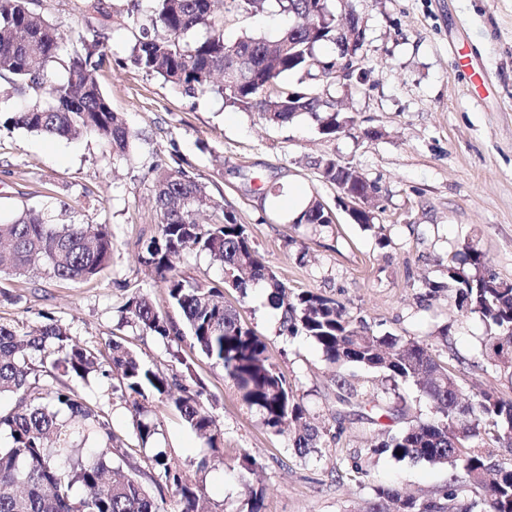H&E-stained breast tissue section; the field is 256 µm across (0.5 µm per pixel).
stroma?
<instances>
[{
    "label": "stroma",
    "mask_w": 512,
    "mask_h": 512,
    "mask_svg": "<svg viewBox=\"0 0 512 512\" xmlns=\"http://www.w3.org/2000/svg\"><path fill=\"white\" fill-rule=\"evenodd\" d=\"M127 8L128 0H98L94 8L86 0H38L37 12L65 35L102 33L108 59L98 82L135 137L119 156L94 135L49 139L0 130V224L35 209L58 224L109 225L114 241L108 267L89 281L0 275V323L25 332L51 317L73 343L102 349L116 341L146 364L191 371L224 433L223 457L213 456L170 400L152 397L146 406L158 426L154 449L203 483L211 512H242L247 484L262 490L265 512H358L380 485L439 496L447 469L372 451L386 432L429 419L430 406L382 373L328 365L312 340L283 334L264 286L244 294L225 288L224 302L264 340L312 424L323 430L317 455L300 457L288 436L265 427L223 365L202 355L191 336L143 335L122 309L138 291L160 312L170 310L164 284L139 265L135 244L157 231V170L177 163L235 213L289 288L340 301L374 333L429 341L464 393L512 396V375L493 372L482 352L484 323L464 316L447 288L448 265L468 246L484 254L488 271L512 280V0H328L334 14L351 9L365 33V78L323 87L355 119L333 137L322 135L310 115L269 125L257 113L225 106L219 95L186 96L127 64L133 40ZM291 23L267 0L256 15L225 13L224 39L232 43L246 33L272 39ZM462 53L466 71L456 65ZM474 71L484 88L472 82ZM328 158L374 186L373 227L353 223L336 186L322 178L320 164ZM296 185L318 194L334 223H294L277 201ZM341 380L385 406H405V414L373 423L358 406L340 408ZM64 384L102 411L128 444L127 458H112V466L154 490L117 376L82 380L54 370L38 379L45 392ZM335 429L341 435L333 440ZM245 452L261 463L258 473L239 467ZM354 463L359 472H351Z\"/></svg>",
    "instance_id": "1"
}]
</instances>
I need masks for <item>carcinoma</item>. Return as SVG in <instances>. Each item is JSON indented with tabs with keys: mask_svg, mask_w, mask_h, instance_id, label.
<instances>
[{
	"mask_svg": "<svg viewBox=\"0 0 512 512\" xmlns=\"http://www.w3.org/2000/svg\"><path fill=\"white\" fill-rule=\"evenodd\" d=\"M37 0H0V79L3 96L18 98L12 112L0 111V126L44 137L93 134L115 153L124 154L133 133L112 110L97 73L107 60L100 36L80 38L61 57L63 35L34 5ZM224 0H152L150 13L139 16V0H130L128 15L136 30L128 61L150 76L178 87L188 96L220 95L228 107L256 112L266 122L285 125L306 113L322 134L333 137L354 122L336 112L333 100L317 90L320 81L336 79L338 57L318 52L324 42L338 44L335 15L327 0H277L294 23L278 38L252 34L235 43L224 40ZM264 0H230V10L256 13ZM60 65L62 78L54 76ZM297 77L291 90L282 87ZM321 176L344 196L369 198L373 187L353 167L333 158L321 162ZM157 234L137 243L138 262L168 290L181 321L161 314L142 294L132 295L123 312L150 336L166 338L190 332L206 357L224 366L242 400L257 409L263 424L292 436L302 457L319 452V429L293 395L284 375L266 355V345L237 310L224 305V286L193 281L180 274L172 257L185 249L207 253L222 264L226 284L244 294L264 282L267 300L284 330L312 339L330 364L379 370L394 382L413 386L432 407L434 417L387 432L372 448L397 460L406 458L448 467L441 497L407 495L379 486L365 512H512V466L494 460V448L512 449V397L489 390L465 395L432 345L393 334L378 336L357 324L344 305L311 290L295 292L277 279L252 246L245 225L234 212L219 208L190 171L162 169L155 179ZM297 223L331 224L333 213L311 196ZM107 224H49L33 210L12 224L0 225V274L25 277L39 271L51 278L89 281L112 258ZM458 309L481 319L487 328L486 355L497 369L512 372V281L487 271L484 255L468 246L462 259L448 266ZM50 364L83 378L90 373L117 374L122 397L134 418L138 447L157 434V423L144 415L147 394L170 400L194 431L208 435L217 452L224 437L204 406L203 389L187 388L131 349L115 342L104 351L70 342L54 319L19 333L0 324V395H19L17 407L0 414V430L11 446L0 449V512H161L158 501L133 476L105 478L107 461L127 453L113 445L105 416L64 384L52 393L37 386V366ZM94 439L99 452L91 462L63 467L75 452L76 438ZM159 491L172 490L180 512H204L203 486L190 480L163 450L149 459ZM86 494L78 496L74 486Z\"/></svg>",
	"mask_w": 512,
	"mask_h": 512,
	"instance_id": "1",
	"label": "carcinoma"
}]
</instances>
